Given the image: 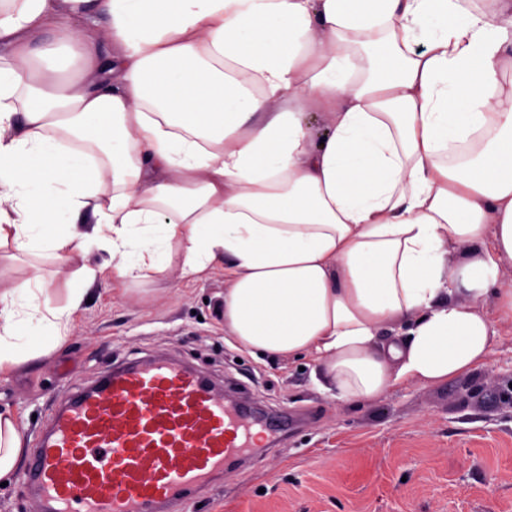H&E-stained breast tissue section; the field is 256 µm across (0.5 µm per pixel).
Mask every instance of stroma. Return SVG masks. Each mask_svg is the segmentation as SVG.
<instances>
[{
    "instance_id": "35a3bbf8",
    "label": "stroma",
    "mask_w": 512,
    "mask_h": 512,
    "mask_svg": "<svg viewBox=\"0 0 512 512\" xmlns=\"http://www.w3.org/2000/svg\"><path fill=\"white\" fill-rule=\"evenodd\" d=\"M0 286L40 273L50 306L71 282L47 257H19ZM224 273L189 282L171 265L145 291L101 282L74 315L64 346L0 376L24 450L58 403L111 363L172 353L216 383L302 427L251 468L233 469L187 512H512V325L495 323L483 367L422 387L405 383L344 406L313 382L312 360L252 356L224 338Z\"/></svg>"
}]
</instances>
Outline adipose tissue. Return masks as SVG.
<instances>
[{"label": "adipose tissue", "instance_id": "obj_1", "mask_svg": "<svg viewBox=\"0 0 512 512\" xmlns=\"http://www.w3.org/2000/svg\"><path fill=\"white\" fill-rule=\"evenodd\" d=\"M499 2L10 0L0 247L80 286L64 308L36 277L0 288V375L62 346L86 286L175 260L187 280L223 269L229 340L311 358L339 403L483 366L512 325ZM22 463L0 409V483Z\"/></svg>", "mask_w": 512, "mask_h": 512}]
</instances>
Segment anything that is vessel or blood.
Instances as JSON below:
<instances>
[{
	"label": "vessel or blood",
	"instance_id": "b4317fda",
	"mask_svg": "<svg viewBox=\"0 0 512 512\" xmlns=\"http://www.w3.org/2000/svg\"><path fill=\"white\" fill-rule=\"evenodd\" d=\"M287 424L230 404L175 358L116 363L56 412L22 481L39 512H184L262 430Z\"/></svg>",
	"mask_w": 512,
	"mask_h": 512
}]
</instances>
